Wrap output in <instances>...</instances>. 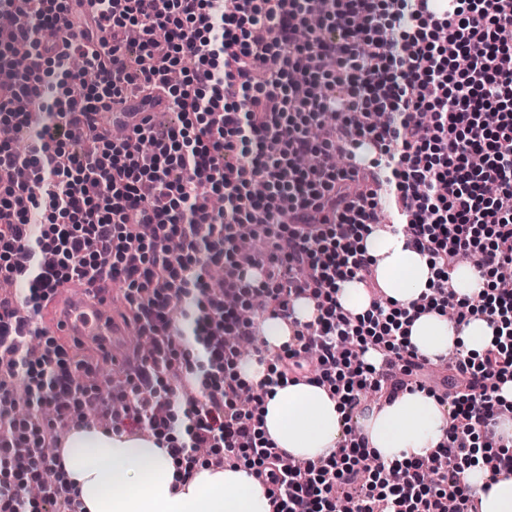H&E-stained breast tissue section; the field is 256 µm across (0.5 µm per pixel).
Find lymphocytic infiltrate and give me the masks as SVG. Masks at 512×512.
<instances>
[{
    "mask_svg": "<svg viewBox=\"0 0 512 512\" xmlns=\"http://www.w3.org/2000/svg\"><path fill=\"white\" fill-rule=\"evenodd\" d=\"M12 15L0 41V71L12 80L0 100V280L25 284L24 311L0 297V405L16 407L14 383L53 371L42 402L50 420L30 424L20 440L0 420V462L19 451L48 470L61 466L60 428L83 423L88 402L80 375L52 336L39 351L26 344L45 300L72 279L121 281L130 319L155 337L151 359L134 355L128 386L97 402L113 431L143 433L179 424L173 452L265 473L271 512H477L465 479L484 451L489 470L512 474V451L495 429L497 393L512 378V0H0ZM78 36L66 52L56 31ZM28 47L30 68L14 71L15 44ZM97 74L87 88L72 63ZM138 79L146 97L164 93L180 127L156 135L136 154L108 131L70 146L77 116L103 111L123 83ZM335 114L323 139L313 126ZM26 135L24 152L14 140ZM341 152L339 168H298L296 157ZM395 205L406 244L436 271L429 295L401 309L379 296L374 261L360 242L370 232L379 194ZM223 210L211 209L213 196ZM265 238L263 271L246 270L236 247L239 226ZM473 255L492 278L483 302L453 291L460 254ZM224 267L215 292L202 268ZM354 278L372 303L367 318L336 298L337 281ZM284 321L293 303L316 304L313 321L295 330L275 357V384L314 382L355 412L367 393L374 406L427 389L426 358L408 342L407 325L422 310L454 308L458 322L484 315L494 339L481 358L455 353L448 439L433 450L447 466L429 481L424 458L390 466L349 431L324 460L284 465L282 451L258 429L256 406L240 408L244 380L225 332L249 338L254 321L224 305L225 294ZM379 366L363 360L368 350ZM220 369L224 382L198 392V374ZM401 366L397 387L385 383ZM178 369V398L166 395ZM26 481L0 479V512H75L71 496L25 493Z\"/></svg>",
    "mask_w": 512,
    "mask_h": 512,
    "instance_id": "lymphocytic-infiltrate-1",
    "label": "lymphocytic infiltrate"
}]
</instances>
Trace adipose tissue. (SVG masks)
I'll use <instances>...</instances> for the list:
<instances>
[{"label":"adipose tissue","mask_w":512,"mask_h":512,"mask_svg":"<svg viewBox=\"0 0 512 512\" xmlns=\"http://www.w3.org/2000/svg\"><path fill=\"white\" fill-rule=\"evenodd\" d=\"M362 245L375 262L377 280L389 299L406 306L429 294L435 271L426 256L405 244L402 234L377 229ZM493 338L487 321L467 323L429 312L409 328L418 355L436 361L449 352L478 355ZM344 412L320 386L299 382L271 387L264 399L266 436L289 456L328 458L341 435ZM358 427L382 461L402 462L429 454L446 439L444 405L428 392L399 396L381 410L361 415ZM61 476L77 493L81 512H270L263 488L248 468L185 472L165 438L129 436L94 427L70 432L61 450ZM480 512H512V478H490L471 467Z\"/></svg>","instance_id":"obj_1"}]
</instances>
